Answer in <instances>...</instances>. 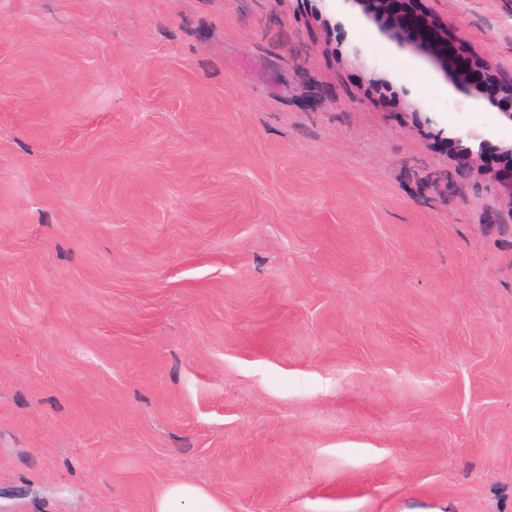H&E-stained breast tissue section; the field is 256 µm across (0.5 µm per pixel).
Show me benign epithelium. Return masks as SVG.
Here are the masks:
<instances>
[{"mask_svg": "<svg viewBox=\"0 0 512 512\" xmlns=\"http://www.w3.org/2000/svg\"><path fill=\"white\" fill-rule=\"evenodd\" d=\"M343 6H357L360 15L373 21L375 17L386 18L387 24L381 33L391 42L407 45L431 61L443 74L448 84L468 100L478 102L492 93L512 97V80H500L489 69L472 61L463 47L448 41L422 16H418L400 6V0H329ZM448 133V142L458 147L465 161L474 166H482L485 160L484 149L489 139L483 138L478 149L464 144L471 138L461 127L450 128L439 133ZM499 161L487 166L490 177L497 183L503 195L512 203V166L505 167V161H512V145L499 147L496 152Z\"/></svg>", "mask_w": 512, "mask_h": 512, "instance_id": "benign-epithelium-1", "label": "benign epithelium"}]
</instances>
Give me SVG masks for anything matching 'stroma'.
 <instances>
[{"instance_id":"stroma-1","label":"stroma","mask_w":512,"mask_h":512,"mask_svg":"<svg viewBox=\"0 0 512 512\" xmlns=\"http://www.w3.org/2000/svg\"><path fill=\"white\" fill-rule=\"evenodd\" d=\"M512 76V0H415ZM362 56H354V46ZM321 0H0V512H512V143ZM471 137L472 136L470 133L465 132L464 129L459 126L448 129V143L454 144L456 147H458V150L460 151V154L465 159V161L472 166H483L482 162L485 160L484 149L485 146L489 143V139H481L478 145V149L473 150L470 146L463 144L464 139H470ZM495 156L501 160H493V164L487 166V171L512 205V166L510 164L508 169L504 166L506 160L512 161V143L508 147L500 146ZM153 512H224V501L190 482L175 481L156 499Z\"/></svg>"}]
</instances>
